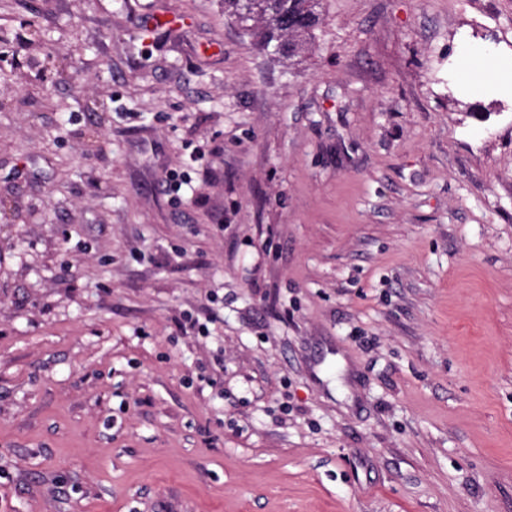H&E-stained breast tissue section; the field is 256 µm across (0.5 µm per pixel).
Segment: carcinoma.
<instances>
[{
  "label": "carcinoma",
  "instance_id": "carcinoma-1",
  "mask_svg": "<svg viewBox=\"0 0 512 512\" xmlns=\"http://www.w3.org/2000/svg\"><path fill=\"white\" fill-rule=\"evenodd\" d=\"M322 0H224V15L232 19L260 49L273 48L292 60L309 46L320 22Z\"/></svg>",
  "mask_w": 512,
  "mask_h": 512
}]
</instances>
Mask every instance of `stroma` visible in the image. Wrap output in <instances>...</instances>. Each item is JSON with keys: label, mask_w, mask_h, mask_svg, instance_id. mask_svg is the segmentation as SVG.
I'll list each match as a JSON object with an SVG mask.
<instances>
[{"label": "stroma", "mask_w": 512, "mask_h": 512, "mask_svg": "<svg viewBox=\"0 0 512 512\" xmlns=\"http://www.w3.org/2000/svg\"><path fill=\"white\" fill-rule=\"evenodd\" d=\"M322 11L0 0V512H512V0ZM323 0H224V15L232 19L260 49L272 47L292 60L309 46L320 22Z\"/></svg>", "instance_id": "obj_1"}]
</instances>
